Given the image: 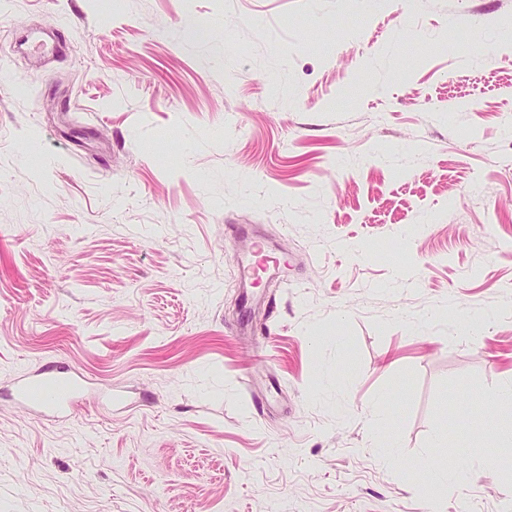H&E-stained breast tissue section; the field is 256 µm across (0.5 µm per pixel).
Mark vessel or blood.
Wrapping results in <instances>:
<instances>
[{
  "label": "vessel or blood",
  "instance_id": "1",
  "mask_svg": "<svg viewBox=\"0 0 512 512\" xmlns=\"http://www.w3.org/2000/svg\"><path fill=\"white\" fill-rule=\"evenodd\" d=\"M84 391V380L80 374L52 363L43 364L16 384V393L22 403L52 413L73 410Z\"/></svg>",
  "mask_w": 512,
  "mask_h": 512
}]
</instances>
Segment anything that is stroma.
<instances>
[{"instance_id":"1","label":"stroma","mask_w":512,"mask_h":512,"mask_svg":"<svg viewBox=\"0 0 512 512\" xmlns=\"http://www.w3.org/2000/svg\"><path fill=\"white\" fill-rule=\"evenodd\" d=\"M509 22L0 0V512H507L472 423L512 384ZM48 362L89 379L71 418L8 395ZM463 469L454 463L436 470L432 477L430 484L431 497L437 498L442 489L446 488L448 484H460L462 481Z\"/></svg>"}]
</instances>
